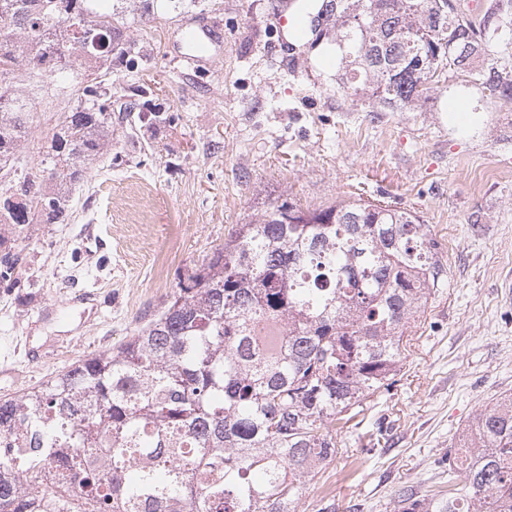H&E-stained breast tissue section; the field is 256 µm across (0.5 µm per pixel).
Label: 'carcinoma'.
Listing matches in <instances>:
<instances>
[{
  "label": "carcinoma",
  "instance_id": "cac0c4a2",
  "mask_svg": "<svg viewBox=\"0 0 512 512\" xmlns=\"http://www.w3.org/2000/svg\"><path fill=\"white\" fill-rule=\"evenodd\" d=\"M336 15L343 79L394 110L448 61L443 41L487 43L449 0H318L310 34ZM361 17V22L350 21ZM112 0H0V172L28 136L29 105L67 73L73 105L35 167L0 186V226L66 224L71 189L112 144V61L126 56ZM476 80L512 99V76ZM19 253L0 255V282ZM445 285L416 213L284 202L240 224L179 282L154 319L52 382L0 399V512H296L305 482L336 455V432L403 368L411 321ZM459 463L461 498L403 495L397 512H512V395L478 416ZM61 478L30 497L28 473Z\"/></svg>",
  "mask_w": 512,
  "mask_h": 512
}]
</instances>
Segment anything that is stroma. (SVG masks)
Listing matches in <instances>:
<instances>
[{"mask_svg": "<svg viewBox=\"0 0 512 512\" xmlns=\"http://www.w3.org/2000/svg\"><path fill=\"white\" fill-rule=\"evenodd\" d=\"M272 2L112 0L131 47L112 65V145L73 188L70 223L30 225L15 281L0 283V398L118 346L236 225L286 201L362 200L415 212L448 285L298 512L467 494L451 455L512 394V100L474 81L490 63L512 73V0H483L504 24L473 67L438 72L427 97L394 111L338 88L322 53H279ZM210 20L218 47L188 67L182 32ZM140 85L156 96L134 98Z\"/></svg>", "mask_w": 512, "mask_h": 512, "instance_id": "35a3bbf8", "label": "stroma"}]
</instances>
